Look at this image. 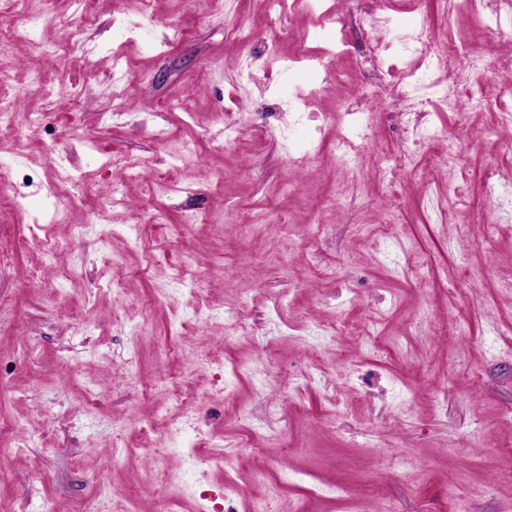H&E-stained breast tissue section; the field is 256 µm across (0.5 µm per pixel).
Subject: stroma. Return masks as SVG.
I'll return each mask as SVG.
<instances>
[{
  "label": "stroma",
  "mask_w": 512,
  "mask_h": 512,
  "mask_svg": "<svg viewBox=\"0 0 512 512\" xmlns=\"http://www.w3.org/2000/svg\"><path fill=\"white\" fill-rule=\"evenodd\" d=\"M442 8L321 0L281 18L266 0H0L17 35L0 96L20 98L0 138V197L18 203L0 208V512H251L250 468L270 472V512H512V155L485 134L493 112L470 113L433 175L379 182L383 152L411 147L414 113L436 101L383 93L374 37L425 21L474 43L496 22L482 83L504 76L512 15L481 4L449 26ZM340 17L354 50L325 87ZM33 37L53 53L33 54ZM350 109L371 127L351 168L332 119ZM181 141L200 142L197 158L175 157ZM307 149L321 161L302 162ZM66 174L79 185L52 223L44 202ZM461 180L472 205L447 212ZM115 187L125 205L107 204ZM192 212L202 222L184 224ZM486 219L501 226L490 246ZM392 221L397 238L373 234ZM339 316L352 335H327Z\"/></svg>",
  "instance_id": "35a3bbf8"
}]
</instances>
